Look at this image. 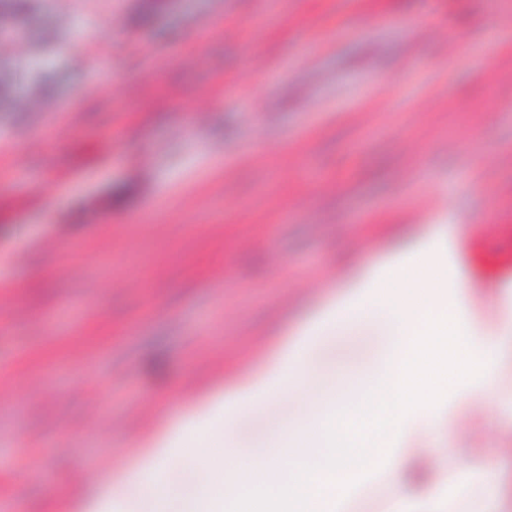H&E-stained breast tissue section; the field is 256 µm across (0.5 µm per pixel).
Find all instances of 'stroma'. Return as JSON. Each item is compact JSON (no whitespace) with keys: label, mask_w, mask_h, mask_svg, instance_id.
Returning a JSON list of instances; mask_svg holds the SVG:
<instances>
[{"label":"stroma","mask_w":512,"mask_h":512,"mask_svg":"<svg viewBox=\"0 0 512 512\" xmlns=\"http://www.w3.org/2000/svg\"><path fill=\"white\" fill-rule=\"evenodd\" d=\"M0 74V502L75 512L259 373L396 240L447 236L478 327L512 280V0H41ZM497 38H490V30ZM484 187L468 191L469 178ZM363 339L329 345L321 384ZM512 512V413L440 426ZM38 464L31 482L21 455Z\"/></svg>","instance_id":"1"}]
</instances>
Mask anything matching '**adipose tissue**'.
I'll list each match as a JSON object with an SVG mask.
<instances>
[{
    "instance_id": "obj_1",
    "label": "adipose tissue",
    "mask_w": 512,
    "mask_h": 512,
    "mask_svg": "<svg viewBox=\"0 0 512 512\" xmlns=\"http://www.w3.org/2000/svg\"><path fill=\"white\" fill-rule=\"evenodd\" d=\"M447 262L444 239L398 251L262 372L180 419L120 482L94 486L81 512H112L132 501L138 512H335L345 461L364 473L384 470L395 483L409 463L430 465L435 451L427 438L448 398L462 407L453 423L460 432L479 425L487 401L512 406L497 370L499 349L512 341V314L499 316L493 333L478 330L464 301L448 291ZM351 329L386 339L382 362L347 372L339 388L323 389L318 412L300 408L276 434L261 436L265 409L295 392L309 395L323 349ZM179 441L200 463L195 493L181 503L172 495L179 459L171 448ZM246 477L257 492H242ZM468 487L452 464L424 498L391 494L388 512H462Z\"/></svg>"
}]
</instances>
